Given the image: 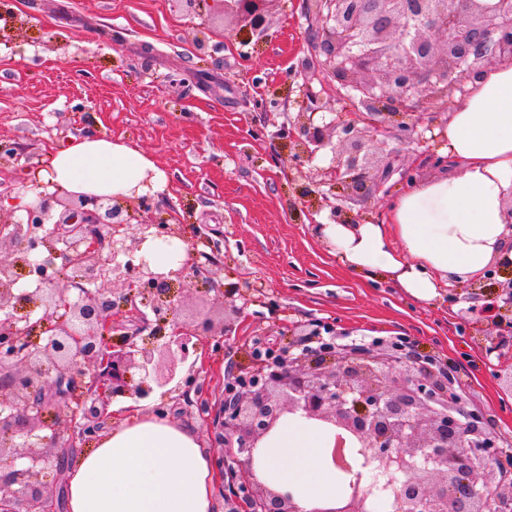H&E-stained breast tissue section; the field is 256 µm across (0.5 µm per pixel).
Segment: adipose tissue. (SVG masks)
I'll return each mask as SVG.
<instances>
[{"label": "adipose tissue", "instance_id": "ef3b65f1", "mask_svg": "<svg viewBox=\"0 0 512 512\" xmlns=\"http://www.w3.org/2000/svg\"><path fill=\"white\" fill-rule=\"evenodd\" d=\"M449 175L413 185L384 224H322L317 235L351 270L383 273L412 298L434 299L442 284L474 281L494 263L512 265V60L467 83L444 128ZM43 181L70 194L140 197L163 191L154 160L105 135L73 138L52 151ZM318 422L287 417L254 450V480L319 512L342 493ZM215 460L194 426L130 402L68 475L67 512H212Z\"/></svg>", "mask_w": 512, "mask_h": 512}]
</instances>
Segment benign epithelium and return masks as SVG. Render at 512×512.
<instances>
[{
    "instance_id": "benign-epithelium-1",
    "label": "benign epithelium",
    "mask_w": 512,
    "mask_h": 512,
    "mask_svg": "<svg viewBox=\"0 0 512 512\" xmlns=\"http://www.w3.org/2000/svg\"><path fill=\"white\" fill-rule=\"evenodd\" d=\"M209 29L213 0H182ZM271 0H223L253 33L266 30ZM321 30L313 42L305 95L310 110L323 108L313 82L335 95L352 89L361 110L351 120L330 126L282 124L276 137L295 147L303 163L336 136L346 145L330 166L317 172L319 183L341 187L359 198L384 190L393 168L370 173L374 159L392 140L415 141L423 114L448 110L460 84L492 62L512 59V0H309ZM445 38L439 53L432 35ZM359 68L375 79L357 81ZM125 200L70 195L59 189L37 193L26 206V221L0 224V512H56L44 477L61 470L56 449L64 440L96 436L107 422L105 410L118 398L149 397L175 380L189 365L183 385L195 384L202 341L224 335L204 318L183 321L178 290L188 281L215 286L211 255L196 252L166 271L141 254L149 238L181 237L172 216L149 212L133 225ZM65 234L51 237L46 224L55 206ZM62 258L69 271L71 296L46 270ZM38 276L36 285L14 292L22 273ZM110 282L107 292L97 284ZM95 288H90V285ZM154 315L153 335L162 343L140 348L141 329L126 322L140 315L136 297ZM512 278L499 284L485 315L501 331L512 330ZM40 311L42 316L32 319ZM322 334L316 348L299 353L291 346L253 344L248 366L227 376L213 420L222 446L232 449L226 470L227 500L244 497L252 512H301L292 495L253 479V450L286 415L315 420L335 438L330 454L336 469L349 476L344 495L319 512H375L372 478L354 471L349 450L359 449L363 466L386 477L383 486L392 512H507L512 480L488 474L493 462L512 467V455L488 426L484 412L456 387L443 368L395 347L378 352H345L335 330L311 323L306 335ZM90 374L91 384H81Z\"/></svg>"
}]
</instances>
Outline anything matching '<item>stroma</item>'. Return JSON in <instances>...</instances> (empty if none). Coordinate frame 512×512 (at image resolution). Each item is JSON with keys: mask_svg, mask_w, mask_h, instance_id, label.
I'll use <instances>...</instances> for the list:
<instances>
[{"mask_svg": "<svg viewBox=\"0 0 512 512\" xmlns=\"http://www.w3.org/2000/svg\"><path fill=\"white\" fill-rule=\"evenodd\" d=\"M314 31L306 0H271L260 36L220 14L201 35L175 0H0V141L17 148L0 162V221L20 220L14 185L75 137L121 140L165 171L167 187L149 205L180 214L190 227L182 247L213 255L222 286L186 292L181 317L222 320L229 329L204 342L196 365L202 392H155L149 400L196 427L213 454L221 449L197 407H218L225 368L239 365L254 342L297 343L299 325L310 322L333 326L340 343L406 337L448 367L512 447V394L496 379L512 338L489 351L495 330L478 312L473 286L452 282L432 301H414L349 271L315 232L332 221L316 171L333 153L301 165L288 140L272 136L308 109ZM447 120L423 116L422 141L399 145V163L416 180L440 175V145L424 132ZM403 190L396 183L389 193L334 204L350 221L378 224ZM235 287L240 297L225 305L222 291Z\"/></svg>", "mask_w": 512, "mask_h": 512, "instance_id": "35a3bbf8", "label": "stroma"}]
</instances>
